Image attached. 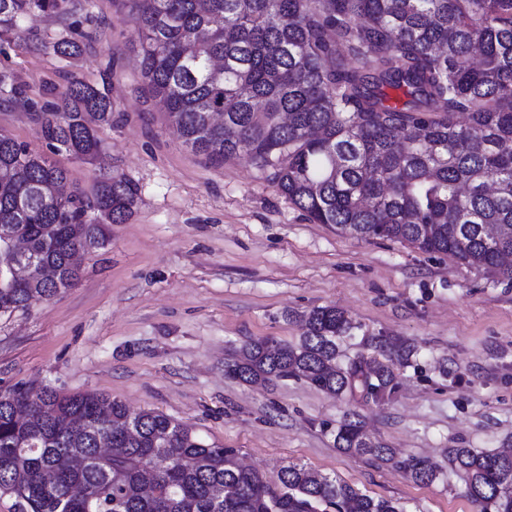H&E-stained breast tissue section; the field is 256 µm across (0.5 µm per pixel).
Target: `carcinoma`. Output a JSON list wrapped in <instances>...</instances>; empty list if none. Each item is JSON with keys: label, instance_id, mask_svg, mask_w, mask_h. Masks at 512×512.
<instances>
[{"label": "carcinoma", "instance_id": "1", "mask_svg": "<svg viewBox=\"0 0 512 512\" xmlns=\"http://www.w3.org/2000/svg\"><path fill=\"white\" fill-rule=\"evenodd\" d=\"M139 66L151 100L193 153L222 164L248 157L313 224L363 240L407 242L427 253L512 280V0H130ZM72 0H0V38L20 23L67 16ZM63 59L81 46L53 45ZM224 62L223 69L213 61ZM21 94L0 71V100ZM60 121L46 122L49 150L87 163L112 125L109 84L76 77ZM224 113V124L209 121ZM467 115L460 122L457 115ZM0 224L61 269L60 283L0 288V310L27 308L70 285L67 253L104 245L140 200L123 174L92 191L53 195L66 171L0 134ZM499 226L488 236L486 227ZM297 344L251 340L224 364L244 382L303 378L337 395L375 401L396 389L393 369L360 356L336 364L352 324L334 306L303 314ZM0 401V493L22 512H403L336 477L293 464L276 484L240 466L236 449L209 444L154 411L131 413L97 393L13 389ZM336 446L417 483L437 479L421 458L398 459L349 416ZM465 493L481 512H512V453L450 448ZM153 470L160 496L142 493Z\"/></svg>", "mask_w": 512, "mask_h": 512}]
</instances>
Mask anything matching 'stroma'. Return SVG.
Returning <instances> with one entry per match:
<instances>
[{
  "label": "stroma",
  "mask_w": 512,
  "mask_h": 512,
  "mask_svg": "<svg viewBox=\"0 0 512 512\" xmlns=\"http://www.w3.org/2000/svg\"><path fill=\"white\" fill-rule=\"evenodd\" d=\"M128 0H94L68 23L45 17L0 40V70L23 97L0 105V133L47 147L36 113L59 102L67 75L108 80L112 124L90 163L60 154L68 190L118 172L141 190L135 214L83 255L80 280L0 314V390L94 392L155 411L234 448L267 476L289 464L396 499L405 512H480L448 462L452 448H512V281L405 242L364 241L313 224L245 157L216 165L182 146L144 102ZM80 39L72 60L52 45ZM342 309L352 329L338 364L370 352L409 355L383 402L334 396L296 378L243 383L224 364L245 343L302 336L298 314ZM359 415L399 457L427 459L428 484L342 452L336 427Z\"/></svg>",
  "instance_id": "1"
}]
</instances>
